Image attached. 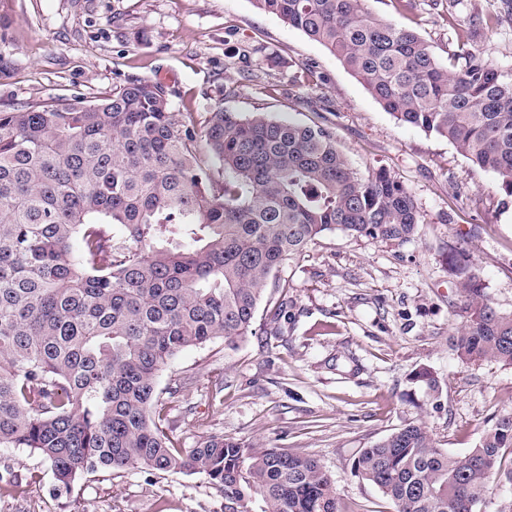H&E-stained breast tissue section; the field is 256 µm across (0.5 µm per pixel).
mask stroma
Instances as JSON below:
<instances>
[{"label":"stroma","mask_w":512,"mask_h":512,"mask_svg":"<svg viewBox=\"0 0 512 512\" xmlns=\"http://www.w3.org/2000/svg\"><path fill=\"white\" fill-rule=\"evenodd\" d=\"M493 0H367L413 27L440 58L454 34L512 68V20L476 29ZM13 24L0 39V111L52 100L93 101L131 78L174 87L176 114L224 109L332 131L361 174L378 168L410 190L423 221L401 245L336 230L279 273L256 334L187 349L159 375L164 426L177 448L212 436L298 450L336 482L343 512H394L352 476L358 449L423 423L451 454L474 448L512 413V366L465 363L448 346L460 297L449 246L469 250L495 306L512 311V207L498 179L443 138L402 124L319 43L261 12L253 0H0ZM291 307L271 322L281 297ZM434 372L438 392L413 378ZM0 512H225L203 475L99 470L54 490V475L23 448H0Z\"/></svg>","instance_id":"stroma-1"}]
</instances>
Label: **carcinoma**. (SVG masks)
I'll return each mask as SVG.
<instances>
[{
    "label": "carcinoma",
    "instance_id": "carcinoma-1",
    "mask_svg": "<svg viewBox=\"0 0 512 512\" xmlns=\"http://www.w3.org/2000/svg\"><path fill=\"white\" fill-rule=\"evenodd\" d=\"M327 48L397 121L445 138L512 202V69L468 41L441 60L364 0H253ZM134 78L96 101L0 112V447L51 466L56 490L100 469L188 470L229 512H342L320 460L211 437L183 454L160 372L182 351L256 333L289 260L327 232L410 241L422 215L380 169L364 176L318 124L217 109L173 112ZM219 162L215 177L208 159ZM120 226L123 237L112 235ZM466 363L512 366V311L493 306L463 248L448 252ZM512 448V415L462 455L409 423L357 452L351 473L395 512H478Z\"/></svg>",
    "mask_w": 512,
    "mask_h": 512
}]
</instances>
